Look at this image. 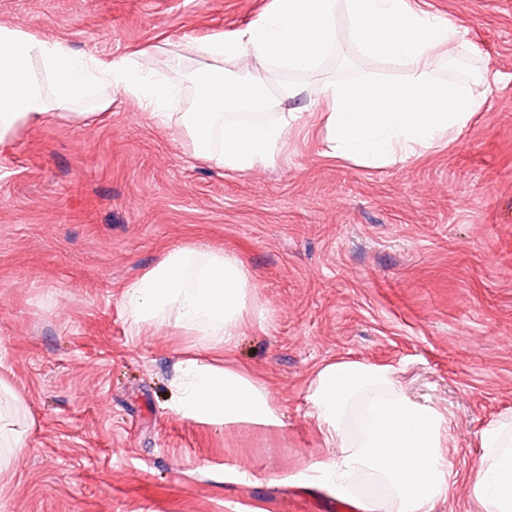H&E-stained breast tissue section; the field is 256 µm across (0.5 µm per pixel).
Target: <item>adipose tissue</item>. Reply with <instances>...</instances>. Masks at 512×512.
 Segmentation results:
<instances>
[{
  "label": "adipose tissue",
  "mask_w": 512,
  "mask_h": 512,
  "mask_svg": "<svg viewBox=\"0 0 512 512\" xmlns=\"http://www.w3.org/2000/svg\"><path fill=\"white\" fill-rule=\"evenodd\" d=\"M345 16L350 40L363 56L411 64L402 86L364 81L327 82L320 89L326 156L368 166L416 158L446 137L462 132L483 103L469 83L440 82L437 61L466 43L461 28L412 5L411 0H275L271 13L227 37L218 33L182 45V57L202 62L193 85L208 83L209 103L195 101L177 111L178 82L164 74L156 51L116 58L75 54L65 43L0 25V155L11 150L18 128L52 117L72 118L92 90L95 108L109 110L108 89L122 91L158 122L178 130L199 161L232 172L276 165L288 133L305 124L304 112H278L279 98L295 99L304 89L283 87L271 97L269 72H315L336 47ZM249 71L229 82L225 65ZM253 285L243 262L204 244L166 252L131 284L121 304L133 328L176 323L201 336L208 358L181 362L175 411L210 424L280 425L279 409L266 385L234 362L237 340ZM317 429L329 460L311 464L309 479L349 493L363 482L381 481L386 498L363 503V512H433L448 496L455 476L445 446L448 418L411 399L390 366L339 358L324 363L308 387ZM364 400L365 419L352 432L349 415ZM486 465L466 476L492 512H512V417L480 433Z\"/></svg>",
  "instance_id": "obj_1"
}]
</instances>
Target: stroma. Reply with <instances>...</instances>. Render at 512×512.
I'll return each mask as SVG.
<instances>
[{
    "label": "stroma",
    "instance_id": "obj_1",
    "mask_svg": "<svg viewBox=\"0 0 512 512\" xmlns=\"http://www.w3.org/2000/svg\"><path fill=\"white\" fill-rule=\"evenodd\" d=\"M466 28L439 64L484 102L426 155L383 167L323 156L319 123L291 130L277 164L228 172L120 91L84 122L19 128L0 155V380L19 394L27 449L0 471V512H338L341 494L300 473L331 457L307 387L338 357L392 366L407 394L449 419L459 477L433 512H490L467 472L479 435L512 416V0H415ZM273 0H0V24L76 52L119 57L233 34ZM401 61L350 40L281 111L317 109L320 85L401 82ZM202 243L249 270L254 303L235 360L261 378L281 424L177 415L180 360L199 337L133 329L126 286L169 250Z\"/></svg>",
    "mask_w": 512,
    "mask_h": 512
}]
</instances>
